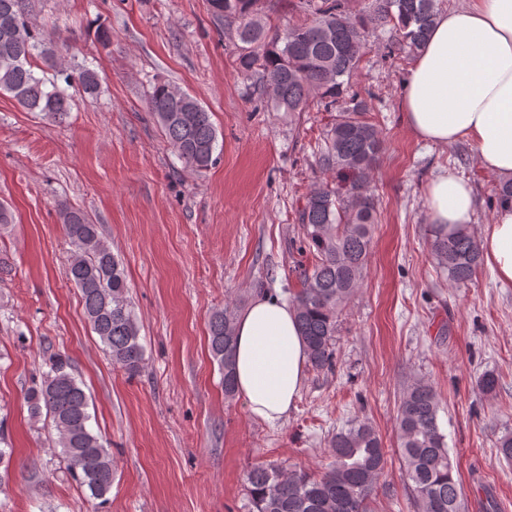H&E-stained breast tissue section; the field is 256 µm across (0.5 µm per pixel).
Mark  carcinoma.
Returning <instances> with one entry per match:
<instances>
[{
  "label": "carcinoma",
  "instance_id": "1",
  "mask_svg": "<svg viewBox=\"0 0 512 512\" xmlns=\"http://www.w3.org/2000/svg\"><path fill=\"white\" fill-rule=\"evenodd\" d=\"M212 15L237 26L242 43L240 72L258 77L260 90L273 108L292 119L317 103L335 113L324 133L320 168L332 182L310 191L298 209L303 242L315 262L303 271V288L293 296L308 362L316 372L335 365L338 318L360 287L367 270L377 199L372 172L383 150L376 126L366 119L363 101L348 95L371 29L392 27L398 39L386 45L396 57L421 46L438 12L437 0H375L367 15L354 14L345 0H305L299 8L311 19L273 30L258 17V0H209ZM45 63L39 68L36 60ZM79 85L86 94L99 92L97 72L70 69L55 60L51 38L32 29L23 0H0V93L23 108L61 120L72 109L67 88ZM158 80L149 109L177 156L190 168L212 166L217 132L210 112L196 97ZM347 105H342L344 96ZM495 203H512V178L502 179ZM62 227L71 246L64 269L67 281L81 292L83 311L112 363L137 375L145 349L117 257L101 238L99 225L83 212L63 208ZM430 255L448 280L466 285L481 265L477 241L464 225L450 233L436 231ZM236 306L214 312L209 321V348L222 375L224 396L236 395L234 374ZM32 416L48 414L54 445L70 477L105 504L112 488V454L90 427L88 399L66 361L50 363L41 383L29 390ZM441 400L427 381H414L398 406V452L403 478L411 486L417 512H463L464 490L451 462L441 430ZM331 462L315 476L283 472L258 464L247 473V493L255 512H372L371 500L386 463L382 440L367 421L337 431L329 441Z\"/></svg>",
  "mask_w": 512,
  "mask_h": 512
}]
</instances>
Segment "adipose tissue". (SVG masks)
Here are the masks:
<instances>
[{
  "label": "adipose tissue",
  "mask_w": 512,
  "mask_h": 512,
  "mask_svg": "<svg viewBox=\"0 0 512 512\" xmlns=\"http://www.w3.org/2000/svg\"><path fill=\"white\" fill-rule=\"evenodd\" d=\"M400 108L420 139L466 141L486 170L512 177V0H466L438 13L403 83ZM472 186L444 172L431 181L432 223H472ZM499 280L512 282V205L498 209L481 243ZM307 350L288 302L257 294L235 323L236 391L250 415L274 425L296 404Z\"/></svg>",
  "instance_id": "1"
}]
</instances>
